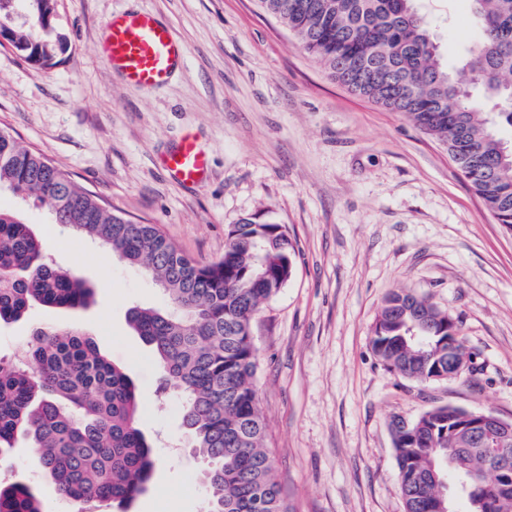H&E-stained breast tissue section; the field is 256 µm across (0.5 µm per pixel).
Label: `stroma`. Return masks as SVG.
Wrapping results in <instances>:
<instances>
[{"label": "stroma", "mask_w": 512, "mask_h": 512, "mask_svg": "<svg viewBox=\"0 0 512 512\" xmlns=\"http://www.w3.org/2000/svg\"><path fill=\"white\" fill-rule=\"evenodd\" d=\"M142 6L186 50L154 89L127 84L100 57L105 20ZM425 9L442 63L456 66L478 38L469 0H426ZM54 24L65 39L54 68L0 45V129L196 261L222 257L229 228L247 217L282 224L295 244L292 278L252 326L266 445L291 512H405L392 416L452 405L512 420V231L495 223L442 143L335 81L259 0H55ZM188 132L210 157L195 185L160 165ZM0 209L22 216L46 261L95 290L86 308L35 304L0 325V359H13L36 325L79 327L142 396L139 425L156 465L126 512H207L179 400L157 399L159 365L126 321L134 305L166 308L161 289L54 227L48 205L4 190ZM398 289L460 320L470 371L418 383L382 365L371 336ZM14 481L50 512L82 510L56 493L32 449L0 464V483Z\"/></svg>", "instance_id": "obj_1"}]
</instances>
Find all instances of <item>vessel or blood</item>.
<instances>
[{
	"mask_svg": "<svg viewBox=\"0 0 512 512\" xmlns=\"http://www.w3.org/2000/svg\"><path fill=\"white\" fill-rule=\"evenodd\" d=\"M101 53L107 65L139 88L163 85L184 60L174 30L148 9L112 14L105 23ZM167 171L186 184L205 178L209 157L190 135L163 159Z\"/></svg>",
	"mask_w": 512,
	"mask_h": 512,
	"instance_id": "1",
	"label": "vessel or blood"
}]
</instances>
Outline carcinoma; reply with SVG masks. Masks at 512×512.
I'll return each mask as SVG.
<instances>
[{
	"label": "carcinoma",
	"instance_id": "1",
	"mask_svg": "<svg viewBox=\"0 0 512 512\" xmlns=\"http://www.w3.org/2000/svg\"><path fill=\"white\" fill-rule=\"evenodd\" d=\"M477 42L461 73L441 64L431 18L420 0H261L302 47L355 94L404 114L448 149V156L497 223L512 229V0H471ZM24 12L27 32L10 43L31 63L57 65L54 0H0V15ZM49 205L53 221L105 246L146 272L169 310L132 307L127 322L150 346L161 392L176 390L182 427L201 473L208 512H289L265 446L253 383L257 350L251 322L289 281L295 250L288 231L244 218L228 232L224 255L189 258L154 224L110 211L43 154L0 130V188ZM94 291L76 273L48 263L41 240L17 213L0 210V324L24 319L39 304L87 306ZM471 360L458 320L425 295L390 293L378 313L371 348L383 365L427 382L448 373V336ZM142 400L132 377L77 327L36 326L17 359H0V456L18 441L33 448L57 491L87 507L124 510L147 489L153 447L138 427ZM405 512H436L448 489L426 478L455 455L467 473L466 512H512V494L488 501V448H466L448 432V407L414 420H391ZM0 512H49L26 485H0Z\"/></svg>",
	"mask_w": 512,
	"mask_h": 512
}]
</instances>
